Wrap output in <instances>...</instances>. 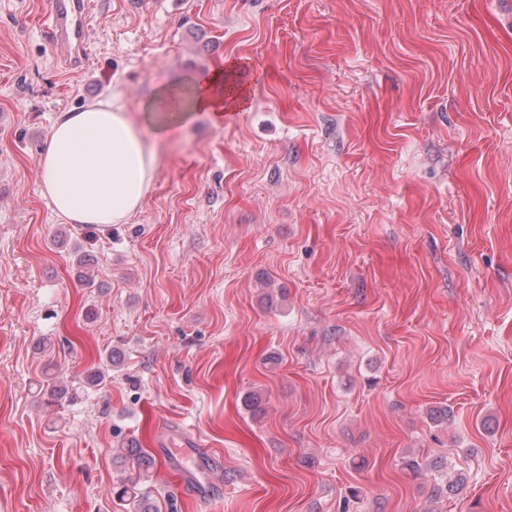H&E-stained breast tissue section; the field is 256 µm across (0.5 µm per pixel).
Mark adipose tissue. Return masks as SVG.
I'll return each mask as SVG.
<instances>
[{
  "label": "adipose tissue",
  "mask_w": 512,
  "mask_h": 512,
  "mask_svg": "<svg viewBox=\"0 0 512 512\" xmlns=\"http://www.w3.org/2000/svg\"><path fill=\"white\" fill-rule=\"evenodd\" d=\"M226 69L218 65L178 77L158 87L133 116L122 94L81 111L59 113L40 158V189L59 216L74 224L128 222L142 207L158 172L151 141L141 134L150 125L156 138L198 112L222 123L229 95Z\"/></svg>",
  "instance_id": "obj_1"
}]
</instances>
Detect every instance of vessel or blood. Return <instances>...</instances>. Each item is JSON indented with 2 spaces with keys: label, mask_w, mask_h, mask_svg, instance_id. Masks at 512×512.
<instances>
[{
  "label": "vessel or blood",
  "mask_w": 512,
  "mask_h": 512,
  "mask_svg": "<svg viewBox=\"0 0 512 512\" xmlns=\"http://www.w3.org/2000/svg\"><path fill=\"white\" fill-rule=\"evenodd\" d=\"M87 0H50L41 32L70 70L86 64L85 28Z\"/></svg>",
  "instance_id": "1"
}]
</instances>
